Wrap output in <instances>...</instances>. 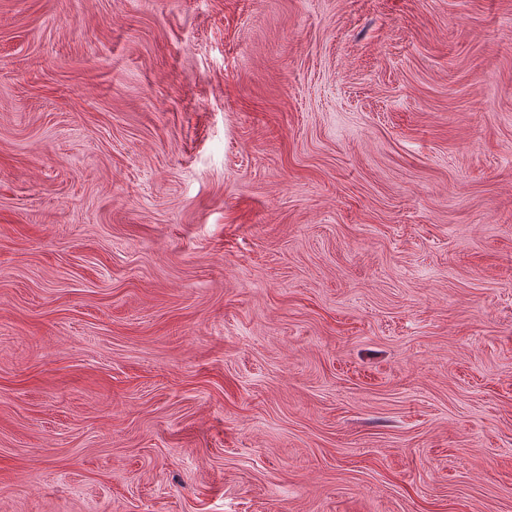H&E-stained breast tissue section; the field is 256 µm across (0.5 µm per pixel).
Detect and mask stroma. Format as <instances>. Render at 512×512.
Returning a JSON list of instances; mask_svg holds the SVG:
<instances>
[{"instance_id":"1","label":"stroma","mask_w":512,"mask_h":512,"mask_svg":"<svg viewBox=\"0 0 512 512\" xmlns=\"http://www.w3.org/2000/svg\"><path fill=\"white\" fill-rule=\"evenodd\" d=\"M0 512H512V0H0Z\"/></svg>"}]
</instances>
